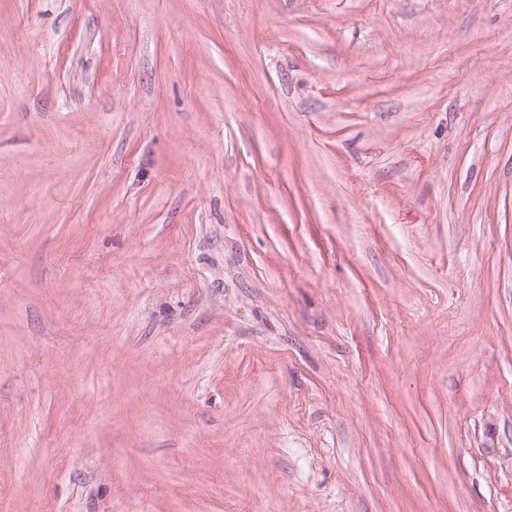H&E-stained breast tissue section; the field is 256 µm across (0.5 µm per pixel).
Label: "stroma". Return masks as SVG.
Here are the masks:
<instances>
[{
  "instance_id": "obj_1",
  "label": "stroma",
  "mask_w": 512,
  "mask_h": 512,
  "mask_svg": "<svg viewBox=\"0 0 512 512\" xmlns=\"http://www.w3.org/2000/svg\"><path fill=\"white\" fill-rule=\"evenodd\" d=\"M0 512H512V0H0Z\"/></svg>"
}]
</instances>
